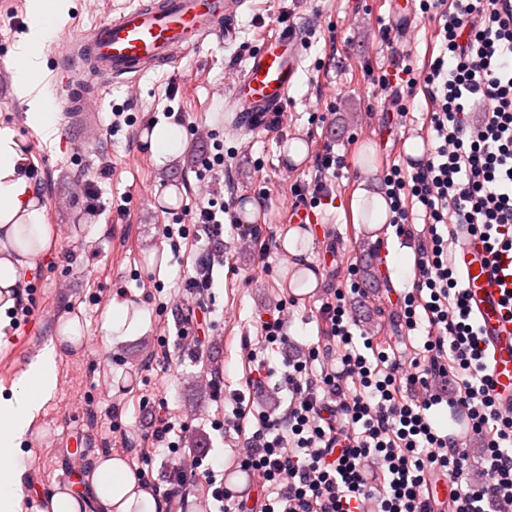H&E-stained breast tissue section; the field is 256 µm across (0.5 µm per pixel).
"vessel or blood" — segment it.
Instances as JSON below:
<instances>
[{"mask_svg": "<svg viewBox=\"0 0 512 512\" xmlns=\"http://www.w3.org/2000/svg\"><path fill=\"white\" fill-rule=\"evenodd\" d=\"M236 15L226 0H138L99 23L80 44L88 70L112 81L139 76L152 66L171 63L178 53L198 48L217 32L232 36ZM300 54L296 38L282 34L253 54L234 88L233 112L256 121L279 110L297 78ZM467 302L477 321L494 395L512 405V250L488 255L482 243H457Z\"/></svg>", "mask_w": 512, "mask_h": 512, "instance_id": "obj_1", "label": "vessel or blood"}]
</instances>
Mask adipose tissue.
Segmentation results:
<instances>
[{"mask_svg":"<svg viewBox=\"0 0 512 512\" xmlns=\"http://www.w3.org/2000/svg\"><path fill=\"white\" fill-rule=\"evenodd\" d=\"M64 0H29L28 31L17 43L9 62L19 97L28 99L27 123L45 136L55 133L57 115L48 92H34L36 75L45 63L39 46L53 32L52 19L61 17ZM354 223L378 230L389 219V202L383 194L360 186L350 200ZM52 229L44 222V210L36 201V188L24 173V158L14 130L0 126V317L15 304L18 286L38 269L51 250ZM84 338L79 319L60 324L41 353L13 386L10 396H0V447H21L44 403L56 386L59 353L78 347ZM21 457L0 461V512H22ZM91 494L101 512H159L154 496L139 482L127 461L100 454L88 477Z\"/></svg>","mask_w":512,"mask_h":512,"instance_id":"obj_1","label":"adipose tissue"}]
</instances>
